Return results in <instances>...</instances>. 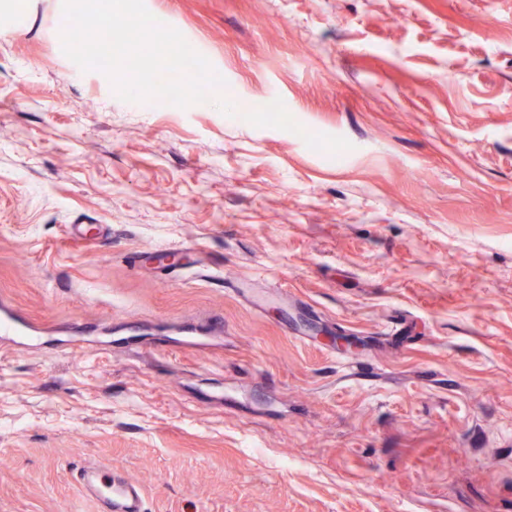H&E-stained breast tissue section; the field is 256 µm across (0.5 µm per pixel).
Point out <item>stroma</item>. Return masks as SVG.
I'll return each mask as SVG.
<instances>
[{
	"label": "stroma",
	"mask_w": 512,
	"mask_h": 512,
	"mask_svg": "<svg viewBox=\"0 0 512 512\" xmlns=\"http://www.w3.org/2000/svg\"><path fill=\"white\" fill-rule=\"evenodd\" d=\"M145 4L352 148L122 101L62 0H0V303L44 341L0 345V512H96L93 462L146 512H512V0Z\"/></svg>",
	"instance_id": "35a3bbf8"
}]
</instances>
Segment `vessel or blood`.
<instances>
[{
  "mask_svg": "<svg viewBox=\"0 0 512 512\" xmlns=\"http://www.w3.org/2000/svg\"><path fill=\"white\" fill-rule=\"evenodd\" d=\"M24 329L9 309L0 310V338L17 342ZM81 497L94 501L98 512H145L140 486L125 477L120 469L83 467L78 477Z\"/></svg>",
  "mask_w": 512,
  "mask_h": 512,
  "instance_id": "obj_1",
  "label": "vessel or blood"
}]
</instances>
